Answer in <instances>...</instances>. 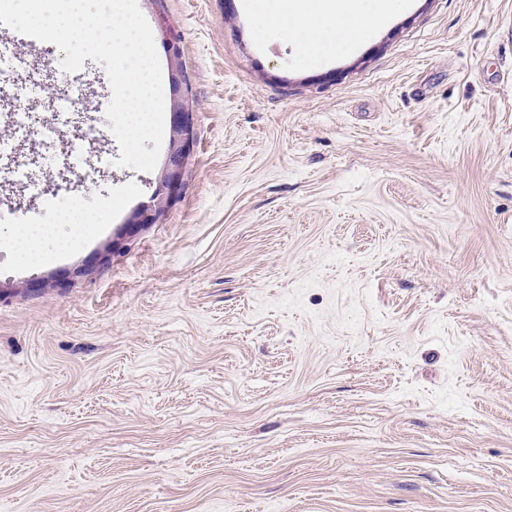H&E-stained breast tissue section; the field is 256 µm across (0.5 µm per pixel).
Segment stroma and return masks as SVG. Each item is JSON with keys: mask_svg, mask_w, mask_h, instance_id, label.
Returning <instances> with one entry per match:
<instances>
[{"mask_svg": "<svg viewBox=\"0 0 512 512\" xmlns=\"http://www.w3.org/2000/svg\"><path fill=\"white\" fill-rule=\"evenodd\" d=\"M408 2L305 63L248 0H138L194 111L152 224L103 67L0 25V239L55 234L0 248V512H512V0ZM159 32L166 51L170 75V127L172 138L163 172L152 194L153 205L135 211L130 217L133 224H151L158 215L179 197L186 162L193 152L192 112L186 105V80L181 53L171 37L164 17H160ZM49 234V228H39L35 230L29 229L19 235L12 237L10 244L11 246L14 244L16 249L21 246L25 253L34 255L42 249L43 242Z\"/></svg>", "mask_w": 512, "mask_h": 512, "instance_id": "1", "label": "stroma"}]
</instances>
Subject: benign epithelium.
<instances>
[{
    "mask_svg": "<svg viewBox=\"0 0 512 512\" xmlns=\"http://www.w3.org/2000/svg\"><path fill=\"white\" fill-rule=\"evenodd\" d=\"M159 32L169 63L172 138L168 158L152 194L153 205L135 211L129 220L131 224L153 223L162 211L177 200L183 184L184 168L194 148L192 112L185 102L187 87L180 49L163 18L159 21Z\"/></svg>",
    "mask_w": 512,
    "mask_h": 512,
    "instance_id": "1",
    "label": "benign epithelium"
}]
</instances>
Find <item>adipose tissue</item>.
Returning a JSON list of instances; mask_svg holds the SVG:
<instances>
[{
    "label": "adipose tissue",
    "mask_w": 512,
    "mask_h": 512,
    "mask_svg": "<svg viewBox=\"0 0 512 512\" xmlns=\"http://www.w3.org/2000/svg\"><path fill=\"white\" fill-rule=\"evenodd\" d=\"M405 0H251L257 36L277 28L303 53L340 54L402 8Z\"/></svg>",
    "instance_id": "ef3b65f1"
}]
</instances>
